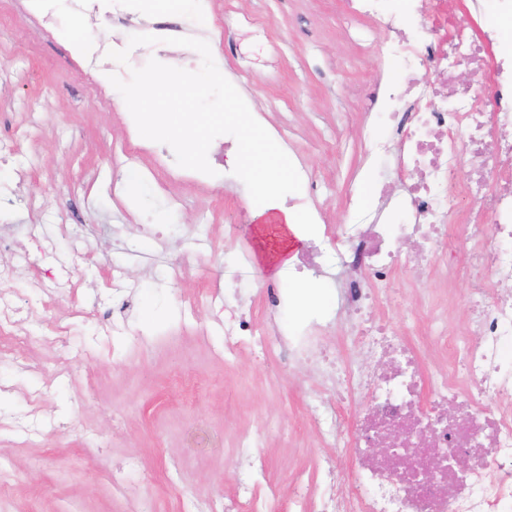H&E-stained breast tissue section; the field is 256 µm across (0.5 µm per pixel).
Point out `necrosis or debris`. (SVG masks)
<instances>
[{"mask_svg":"<svg viewBox=\"0 0 512 512\" xmlns=\"http://www.w3.org/2000/svg\"><path fill=\"white\" fill-rule=\"evenodd\" d=\"M401 10L420 21L376 52L399 61L404 78L379 80L372 96L395 137L389 144L368 138L364 154H389L395 173L411 181L400 197L382 193L371 223L309 240L295 265L311 290L317 284L309 271L346 268L345 308L366 341L369 365L338 371L315 321L267 327L243 313L232 318L224 343L232 352L257 339L279 365L321 366L331 388L369 400L354 419L331 406L313 414L320 439L357 469L336 488L298 477L289 512H512V301L494 295L512 279V44L497 45L488 88L463 85L454 79L460 65L485 70L480 36L454 25L447 0H401ZM421 69L434 70L433 81H419ZM397 212L405 223H393ZM458 220L475 242L474 317L453 339L443 318L433 317L424 336L449 346L453 364L426 370L415 345L388 334L370 312L379 299L396 302L390 282L401 267L447 280L448 226ZM375 440L385 444L384 455L373 456ZM458 454L471 462L468 473L453 467Z\"/></svg>","mask_w":512,"mask_h":512,"instance_id":"obj_1","label":"necrosis or debris"}]
</instances>
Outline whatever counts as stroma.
<instances>
[{"mask_svg":"<svg viewBox=\"0 0 512 512\" xmlns=\"http://www.w3.org/2000/svg\"><path fill=\"white\" fill-rule=\"evenodd\" d=\"M212 25L182 9L159 16L113 0H61L36 12L30 0H0V293L18 309L28 338L22 361L0 359V512H208L249 474L230 451L263 432L266 480L287 498L295 473L347 481L337 459L303 425L322 398L346 416L315 365L269 375L253 351L224 350V314L254 306L261 289L295 287L291 267L260 270L250 223L256 186L226 167L228 135L208 151L213 175L180 167L172 149L141 138L114 103L106 71L129 79L149 59L198 70L193 49L129 47L157 22L216 41L214 61L314 183L321 227L368 223L374 182L390 160L364 158L382 65L374 48L390 37L369 22H342L345 0H204ZM75 28L91 49L73 56L58 31ZM127 64H110L111 50ZM148 187L129 204L125 173ZM164 224H156L157 213ZM405 307L379 306L395 331L407 314L428 323L434 277L396 275ZM336 296L281 307L278 320L337 308L327 343L348 364L367 359Z\"/></svg>","mask_w":512,"mask_h":512,"instance_id":"obj_1","label":"stroma"}]
</instances>
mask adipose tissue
I'll return each instance as SVG.
<instances>
[{
  "instance_id": "adipose-tissue-1",
  "label": "adipose tissue",
  "mask_w": 512,
  "mask_h": 512,
  "mask_svg": "<svg viewBox=\"0 0 512 512\" xmlns=\"http://www.w3.org/2000/svg\"><path fill=\"white\" fill-rule=\"evenodd\" d=\"M238 135L251 142L252 148L238 154L234 163L240 170L251 173L260 187L258 200L252 206V220L258 226L259 235H266L271 230L278 241L276 254H269L262 248L256 258L277 270L288 265L291 252L305 240L298 217L280 203L289 159L276 151L252 124L240 126Z\"/></svg>"
}]
</instances>
